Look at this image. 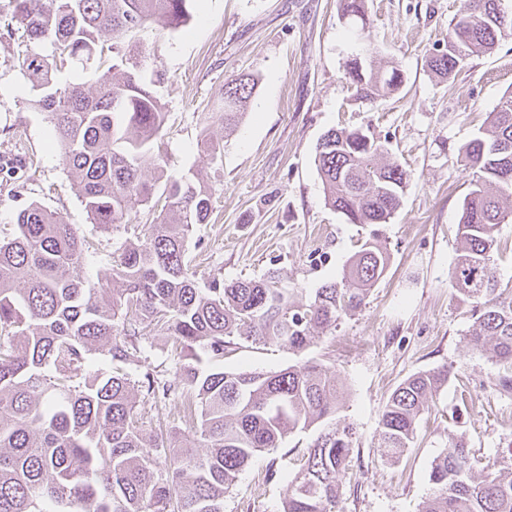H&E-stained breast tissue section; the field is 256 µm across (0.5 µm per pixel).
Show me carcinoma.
Listing matches in <instances>:
<instances>
[{"label":"carcinoma","instance_id":"cac0c4a2","mask_svg":"<svg viewBox=\"0 0 512 512\" xmlns=\"http://www.w3.org/2000/svg\"><path fill=\"white\" fill-rule=\"evenodd\" d=\"M188 0H11L10 23L32 44L20 63L47 113L53 143L90 222L108 232L142 208L161 207L146 239L125 247L112 276L95 286L83 277L94 243L38 202L20 210L11 239L0 242V512H224V493L258 452L289 434L322 430L291 481L283 512H333L354 444L353 427L334 421L336 382L317 365L276 372L203 373L202 360H224L225 338L274 343L302 352L360 309L390 261L387 248L365 240L341 279L300 305L268 273L259 280L197 285L188 242L210 221L211 195L199 175L164 177L155 152L166 113L127 55L147 24L162 32L186 27ZM367 0H338L340 17L367 26ZM501 0H463L443 38L445 50L426 55L441 79L467 59L492 51L503 30ZM48 43L51 52L42 51ZM78 62L102 71L87 84L60 87L56 74ZM360 98L389 95L401 69L372 67L359 56L344 65ZM258 79L240 73L224 83L221 119L235 123ZM220 160L224 138L203 129L199 143ZM386 150L360 129H331L315 163L325 201L349 224H387L401 206L408 171L384 161ZM474 170L458 225L460 249L450 277L455 296L472 304L468 343L512 365V295L498 287L494 255L500 224L512 215V93L487 127L463 150ZM166 178L161 198L143 168ZM169 336L182 360L179 384L141 373L136 343ZM101 354L109 370L91 373ZM448 369L422 371L400 384L380 418L379 437L392 456L414 443L429 395L448 382ZM199 416L190 436H146V408L173 394ZM168 464L167 475L157 470ZM432 496L421 512H512V446L481 466L467 444L450 438L430 473Z\"/></svg>","mask_w":512,"mask_h":512}]
</instances>
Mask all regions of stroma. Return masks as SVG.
Masks as SVG:
<instances>
[{
	"instance_id": "35a3bbf8",
	"label": "stroma",
	"mask_w": 512,
	"mask_h": 512,
	"mask_svg": "<svg viewBox=\"0 0 512 512\" xmlns=\"http://www.w3.org/2000/svg\"><path fill=\"white\" fill-rule=\"evenodd\" d=\"M462 0H367V27L341 20L336 0H191L180 31L140 32L133 57L167 114L162 152L168 175L199 171L213 201L210 223L195 236L203 249L197 279H258L276 270L305 304L324 283L340 279L360 244L379 235L390 262L363 308L304 352L235 338L224 355L232 372L279 371L312 362L341 392L336 419L356 433L336 512H420L432 495L434 461L451 436L486 460L512 444V365L472 349L469 304L454 295L450 272L458 223L473 172L461 160L504 95L512 93V34L468 59L450 80L428 72L427 50L441 43ZM11 5L0 0V231L33 201L59 213L96 241L84 274L112 273L114 253L144 239L153 220L140 212L106 233L91 224L68 176L65 155L19 68L29 42L8 28ZM396 61L404 84L387 98L360 99L345 78L353 55ZM259 75L246 113L225 128L212 106L226 79ZM210 113L201 124V113ZM224 139L212 164L200 153L202 127ZM370 131L390 159L409 172L390 223L349 224L325 203L315 148L332 128ZM170 340L139 344L143 369L176 381ZM448 367L451 378L432 396L411 448L392 460L378 440L379 420L409 376ZM318 428L287 436L258 453L224 495V512H282L291 481ZM274 477H267V470Z\"/></svg>"
}]
</instances>
